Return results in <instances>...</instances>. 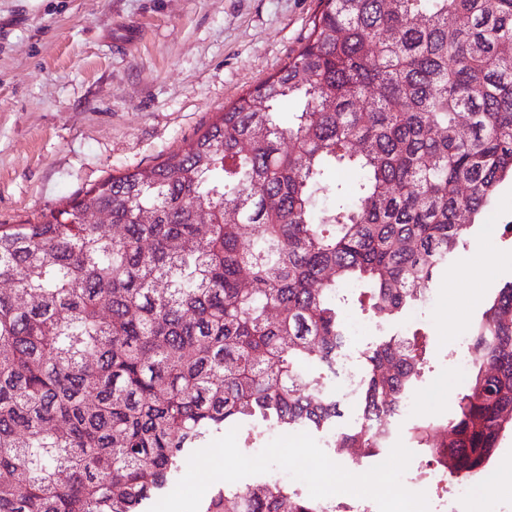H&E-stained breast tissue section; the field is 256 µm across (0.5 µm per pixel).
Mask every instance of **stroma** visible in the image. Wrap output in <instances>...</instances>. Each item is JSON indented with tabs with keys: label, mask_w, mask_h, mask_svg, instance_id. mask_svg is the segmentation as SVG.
Instances as JSON below:
<instances>
[{
	"label": "stroma",
	"mask_w": 512,
	"mask_h": 512,
	"mask_svg": "<svg viewBox=\"0 0 512 512\" xmlns=\"http://www.w3.org/2000/svg\"><path fill=\"white\" fill-rule=\"evenodd\" d=\"M321 0H0V224L44 215L112 175L185 148L302 46ZM512 182L404 326L432 332L433 371L398 439L451 413L467 375L448 358L484 302L512 279ZM493 489L459 487L458 512L512 501V436Z\"/></svg>",
	"instance_id": "35a3bbf8"
}]
</instances>
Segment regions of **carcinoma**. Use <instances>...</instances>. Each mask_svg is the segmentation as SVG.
Segmentation results:
<instances>
[{"label": "carcinoma", "mask_w": 512, "mask_h": 512, "mask_svg": "<svg viewBox=\"0 0 512 512\" xmlns=\"http://www.w3.org/2000/svg\"><path fill=\"white\" fill-rule=\"evenodd\" d=\"M506 180L512 0H322L297 54L187 149L0 224V512H146L230 425L245 448L302 431L379 455L428 338L363 352L341 425L342 311L400 324ZM468 336L454 412L408 433L474 479L512 436V279ZM205 512L321 510L273 478ZM331 375L340 397L344 401L356 400L359 395L361 375L347 348H339L331 358Z\"/></svg>", "instance_id": "1"}]
</instances>
